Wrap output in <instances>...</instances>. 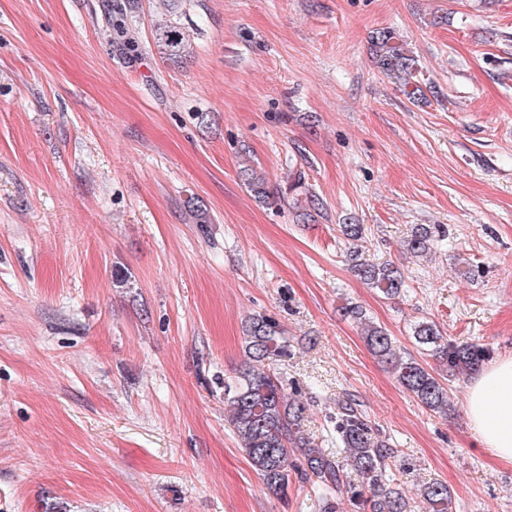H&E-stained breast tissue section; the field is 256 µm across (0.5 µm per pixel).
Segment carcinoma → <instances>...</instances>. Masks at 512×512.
Listing matches in <instances>:
<instances>
[{
  "label": "carcinoma",
  "mask_w": 512,
  "mask_h": 512,
  "mask_svg": "<svg viewBox=\"0 0 512 512\" xmlns=\"http://www.w3.org/2000/svg\"><path fill=\"white\" fill-rule=\"evenodd\" d=\"M157 46L168 60L186 55L185 35L173 25L157 28ZM375 56L381 71L405 82L413 77L415 59L396 42V33L388 28L372 36ZM439 229L418 225L405 240V250L414 257L431 253ZM352 271L367 287L392 300L403 292L401 270L389 261L370 262L356 254ZM344 315L362 325L365 342L381 361L390 365L397 380L416 395L427 409L446 413L450 407L448 387L413 358H406L395 348L385 329L367 320L360 307H344ZM414 339L451 375L477 371L488 356L476 344H457L444 335L433 322L422 321L414 327ZM291 344L285 329L274 318L253 316L245 326L244 368L224 379V404L229 407L230 424L239 438L241 449L261 476L267 489L282 495L288 488L290 471L298 472L301 482L315 488L325 500L324 512H335L334 496L346 492L354 512H410V502L396 485L395 472L400 450L382 435L367 415L351 399L336 401V413L330 415L336 443L343 448L344 460L334 459L312 447L304 435L306 404L297 394H288L286 384L267 368V361L290 356ZM303 449V461L291 460L293 449ZM359 476V484L347 479L345 463ZM419 499L424 512H450L448 485L429 481L421 485Z\"/></svg>",
  "instance_id": "1"
}]
</instances>
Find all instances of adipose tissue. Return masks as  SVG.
Returning <instances> with one entry per match:
<instances>
[{
    "mask_svg": "<svg viewBox=\"0 0 512 512\" xmlns=\"http://www.w3.org/2000/svg\"><path fill=\"white\" fill-rule=\"evenodd\" d=\"M467 416L478 447L512 462V357L483 368L471 381Z\"/></svg>",
    "mask_w": 512,
    "mask_h": 512,
    "instance_id": "adipose-tissue-1",
    "label": "adipose tissue"
}]
</instances>
